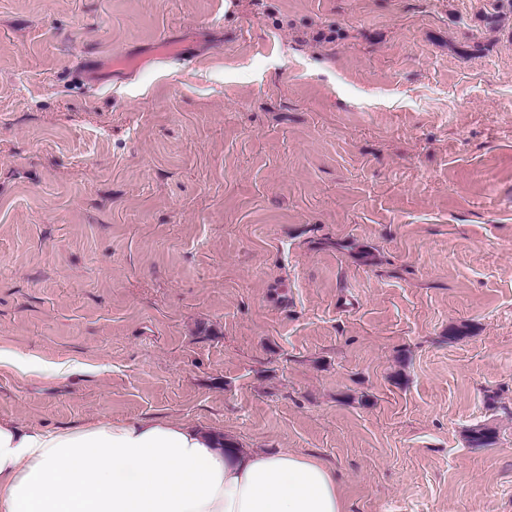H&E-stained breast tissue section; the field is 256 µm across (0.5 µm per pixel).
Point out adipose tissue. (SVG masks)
<instances>
[{
  "label": "adipose tissue",
  "mask_w": 512,
  "mask_h": 512,
  "mask_svg": "<svg viewBox=\"0 0 512 512\" xmlns=\"http://www.w3.org/2000/svg\"><path fill=\"white\" fill-rule=\"evenodd\" d=\"M0 512H345L334 470L155 420L24 430L0 420Z\"/></svg>",
  "instance_id": "obj_1"
}]
</instances>
